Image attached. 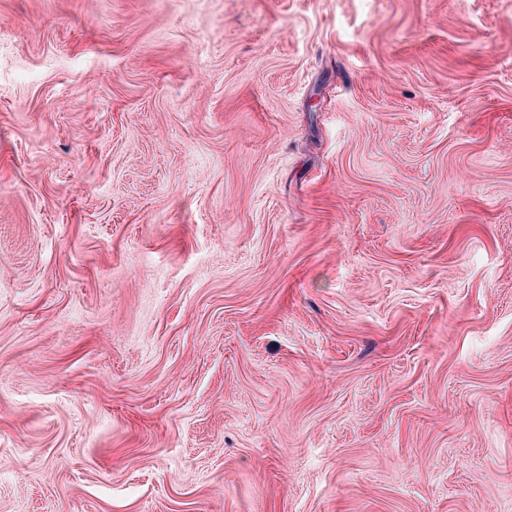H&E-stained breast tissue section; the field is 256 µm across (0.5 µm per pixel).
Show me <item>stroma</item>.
Masks as SVG:
<instances>
[{
    "label": "stroma",
    "instance_id": "35a3bbf8",
    "mask_svg": "<svg viewBox=\"0 0 512 512\" xmlns=\"http://www.w3.org/2000/svg\"><path fill=\"white\" fill-rule=\"evenodd\" d=\"M0 512H512V0H0Z\"/></svg>",
    "mask_w": 512,
    "mask_h": 512
}]
</instances>
